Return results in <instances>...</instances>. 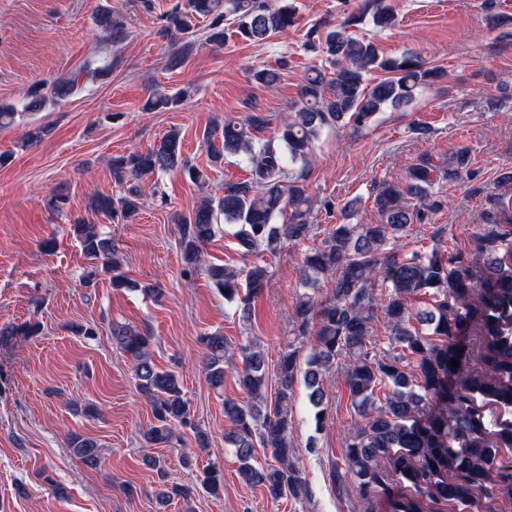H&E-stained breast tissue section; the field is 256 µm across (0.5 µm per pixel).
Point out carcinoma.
<instances>
[{"instance_id": "carcinoma-1", "label": "carcinoma", "mask_w": 512, "mask_h": 512, "mask_svg": "<svg viewBox=\"0 0 512 512\" xmlns=\"http://www.w3.org/2000/svg\"><path fill=\"white\" fill-rule=\"evenodd\" d=\"M368 15L381 28L396 21L391 0H367L361 11L348 14L335 27L309 30L308 41L321 53V65L308 68L296 109L285 116L276 137L257 138L268 124L260 112L251 113L244 123L216 120L205 130L210 166L222 165L227 154L240 155L248 176L224 183L222 194L203 196L188 214L179 216L184 273L201 265L202 246L216 235L221 222L233 227L244 257L274 256L285 243L306 239L313 230L312 203L293 166L307 162L323 130L366 127L384 108L410 105L420 89L441 74L413 51L387 59L376 42L348 33ZM295 18L293 0L273 5L269 0H177L162 16L161 34L181 43L167 67L175 71L184 66L200 24L205 43L222 47L231 32L251 43L274 40L295 25ZM97 23L112 42L126 39L124 24L112 9H103ZM288 65L284 54L274 66L253 69L252 77L273 87ZM377 71L385 74L378 81L371 78ZM79 79L76 71L47 88L41 82L32 84L25 109L38 112L51 97L71 96L78 91ZM182 101L179 92L157 93L147 98L143 110H168ZM110 167L120 194H97L91 208L118 224H128L139 214L143 178L178 170L200 188L207 179L204 170L183 157L175 130L156 148L112 157ZM464 175H470L466 149L456 151L453 163L445 166L422 157L409 168L405 183L383 180L373 188L376 223L350 224L347 216L345 223L327 232L320 246L304 254L305 291L295 303L293 339L274 366V396H267L268 359L256 337L247 336L234 348L220 333L199 338L206 380L216 391L224 390L225 368L241 358L237 381L248 401L224 400V417L233 426L225 441L233 448L245 485L260 487L274 499L309 497L291 435L293 389L303 380L316 409L315 425L321 427L324 376L342 363L357 419L345 438L343 466L335 468L340 484L353 486L363 499L386 500L389 512H431V504L441 501L463 512H494V502L512 501V468L499 464L502 450L512 448V419L488 421L476 405L480 397L512 414V203L492 202L483 223L474 227L476 258L458 248L446 255L438 244L429 254L414 251L400 258L394 251L411 226L431 223L448 206L439 183ZM71 231L92 264L83 278L85 286L96 285V278L108 273L116 289L139 288L120 272L112 237L90 224H74ZM207 275L225 300L237 302L239 320L251 322L255 298L267 285V265L212 264ZM380 282L391 288L384 302L375 297ZM323 283L330 284V292L321 298ZM421 293L430 294V308L415 313L410 303ZM380 310L397 353H379L372 343L371 325ZM475 323L483 335L477 355L466 342ZM110 333L112 344L130 359L136 389L151 409L154 424L143 432L145 447L170 444L180 427L193 430L197 447H207L208 437L195 426L182 396L178 371L154 363L151 331L114 322ZM40 334L38 321L10 323L0 326V345L17 336ZM303 344L309 354L302 361ZM453 359L459 367H450ZM67 445L87 468L101 465V448L94 438L75 432ZM259 448L270 450L274 463L255 466ZM143 463L156 470L155 499L165 510L180 501L190 503L200 489L216 498L224 492V471L214 465L203 469L197 488L170 481L165 466L147 453ZM398 482L408 483V492L396 491Z\"/></svg>"}]
</instances>
